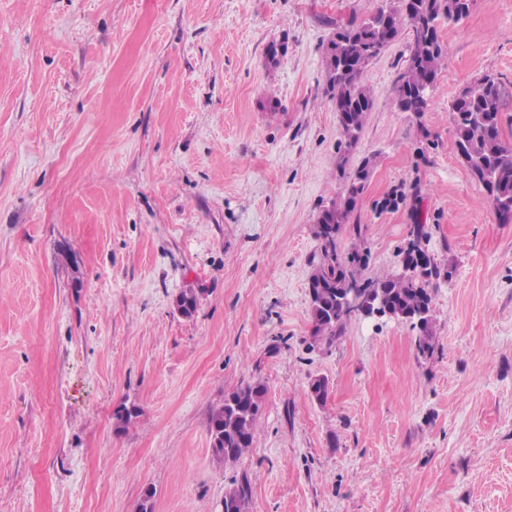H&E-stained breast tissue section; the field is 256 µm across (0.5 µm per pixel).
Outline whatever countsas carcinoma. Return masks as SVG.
<instances>
[{
	"label": "carcinoma",
	"mask_w": 512,
	"mask_h": 512,
	"mask_svg": "<svg viewBox=\"0 0 512 512\" xmlns=\"http://www.w3.org/2000/svg\"><path fill=\"white\" fill-rule=\"evenodd\" d=\"M470 0H392L361 24L336 26L325 50L326 92L339 112L343 136L354 141L373 106L370 90L362 78L370 61L399 33L408 28L412 42L407 68L400 74L396 93L403 112L426 111L429 92L438 76L445 53L438 35V21L457 23L469 13ZM459 157L471 175L483 186L497 219L512 221V145L500 134L501 90L489 76L464 87L449 106ZM366 177L360 170L337 196L331 208L318 218L321 254L309 279L310 316L313 339L332 342L340 336L354 311L343 301V289L356 293L357 312H369L373 302L383 298L402 315L432 313L434 280L440 270L427 258L429 272L416 270L362 279L357 269L366 257L356 248L348 255L339 250L338 234L349 223L363 191ZM419 356L433 357L436 350L432 319H427L416 338ZM265 388L260 383L240 386L224 396V403L212 410L209 420L212 456L220 463H233L253 444ZM249 486L241 483L224 495V512H248Z\"/></svg>",
	"instance_id": "1"
}]
</instances>
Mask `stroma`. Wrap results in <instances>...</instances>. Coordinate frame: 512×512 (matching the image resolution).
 Masks as SVG:
<instances>
[{
    "label": "stroma",
    "mask_w": 512,
    "mask_h": 512,
    "mask_svg": "<svg viewBox=\"0 0 512 512\" xmlns=\"http://www.w3.org/2000/svg\"><path fill=\"white\" fill-rule=\"evenodd\" d=\"M380 5L0 0V512H137L147 488L221 512L243 482L250 512H512V222L448 112L490 75L512 142V0L440 22L426 112L399 109L411 34L391 42L351 144L325 49ZM362 169L339 244L373 278L426 224L432 358L401 320L312 338L317 219ZM256 382L253 446L216 463L210 412Z\"/></svg>",
    "instance_id": "35a3bbf8"
}]
</instances>
